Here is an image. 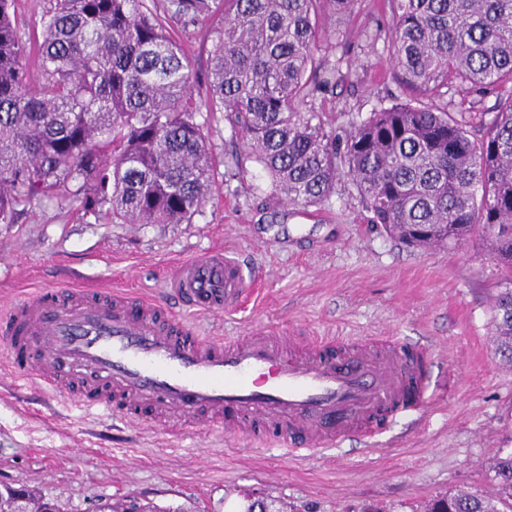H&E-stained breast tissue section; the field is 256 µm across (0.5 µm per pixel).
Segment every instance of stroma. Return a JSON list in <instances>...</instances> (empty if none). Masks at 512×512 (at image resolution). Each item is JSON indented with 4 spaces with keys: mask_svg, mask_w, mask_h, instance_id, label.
<instances>
[{
    "mask_svg": "<svg viewBox=\"0 0 512 512\" xmlns=\"http://www.w3.org/2000/svg\"><path fill=\"white\" fill-rule=\"evenodd\" d=\"M387 0H362L353 17L331 18L319 53L351 64L347 81L308 106L344 131L350 112L391 105L393 63L376 35ZM197 100L210 69L208 25L179 31ZM217 186L189 224H112L73 200L46 199L17 223L0 224V312L37 289L81 283L127 289L168 303L179 262L224 249L259 276L255 305L210 317L188 312L201 335L233 338L254 325L304 336L429 338L433 404L380 438L286 460L217 428L171 438L158 427L108 421L65 394L12 378L0 340V485L25 486L65 512H95L105 500H137L184 512H226L244 495L281 512H423L460 489L485 491L487 469L512 448V371L493 349L491 307L500 270L478 238L456 248L410 249L370 224L356 191L338 183L322 204L283 202L222 113L205 111ZM236 151L242 164L229 167Z\"/></svg>",
    "mask_w": 512,
    "mask_h": 512,
    "instance_id": "1",
    "label": "stroma"
}]
</instances>
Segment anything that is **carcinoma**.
I'll return each mask as SVG.
<instances>
[{
	"label": "carcinoma",
	"instance_id": "carcinoma-1",
	"mask_svg": "<svg viewBox=\"0 0 512 512\" xmlns=\"http://www.w3.org/2000/svg\"><path fill=\"white\" fill-rule=\"evenodd\" d=\"M47 2L37 36L21 32L14 0H0V224L71 196L115 224L192 223L214 170L190 62L168 24L207 20L215 0H165L160 11L158 0ZM358 5L224 0L206 111L243 134L290 205H318L345 180L371 223L409 246L478 236L503 270L492 324L495 353L512 361V0H391L385 39L403 98L351 120L339 137L299 107L342 80L340 65L316 50L327 19ZM458 86L495 95L492 110L455 109L448 94ZM491 471L495 497L457 491L425 512L511 507L512 451L496 455ZM29 505L61 512L32 490L0 491V512Z\"/></svg>",
	"mask_w": 512,
	"mask_h": 512
}]
</instances>
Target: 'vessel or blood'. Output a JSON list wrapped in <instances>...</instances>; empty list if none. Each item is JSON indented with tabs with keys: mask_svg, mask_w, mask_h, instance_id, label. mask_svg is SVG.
<instances>
[{
	"mask_svg": "<svg viewBox=\"0 0 512 512\" xmlns=\"http://www.w3.org/2000/svg\"><path fill=\"white\" fill-rule=\"evenodd\" d=\"M175 295L204 315L235 307L238 262L212 253L180 262ZM10 374L67 394L85 409L170 430L219 427L296 457L355 438L376 446L388 425L429 403L427 344L362 337L331 341L273 330L201 335L154 301L69 286L39 292L0 315Z\"/></svg>",
	"mask_w": 512,
	"mask_h": 512,
	"instance_id": "vessel-or-blood-1",
	"label": "vessel or blood"
}]
</instances>
